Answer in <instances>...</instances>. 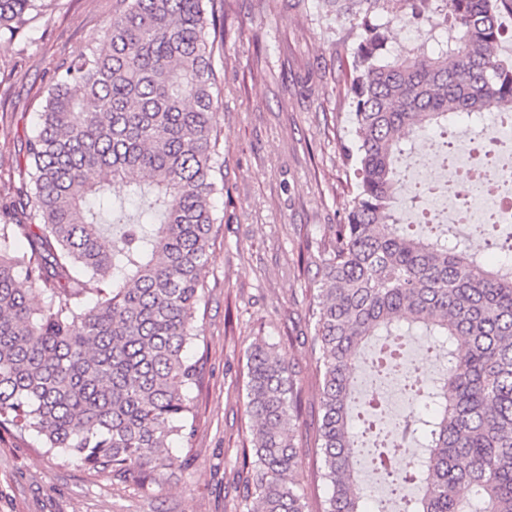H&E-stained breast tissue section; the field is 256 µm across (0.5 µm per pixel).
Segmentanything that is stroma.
Returning a JSON list of instances; mask_svg holds the SVG:
<instances>
[{
	"instance_id": "stroma-1",
	"label": "stroma",
	"mask_w": 512,
	"mask_h": 512,
	"mask_svg": "<svg viewBox=\"0 0 512 512\" xmlns=\"http://www.w3.org/2000/svg\"><path fill=\"white\" fill-rule=\"evenodd\" d=\"M112 0H41L14 38L0 39V197L21 191L22 142L57 68L87 51ZM220 109V177L206 306L191 356L204 362L194 434L182 461L154 482L114 477L0 435V512H248L242 450L250 445L246 349L279 346L301 388L294 430L306 512H324L328 486L315 448L320 384L300 338L317 250L344 223L351 186L343 147L350 101L340 70L357 31L328 0H228Z\"/></svg>"
}]
</instances>
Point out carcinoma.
Returning a JSON list of instances; mask_svg holds the SVG:
<instances>
[{
    "instance_id": "carcinoma-1",
    "label": "carcinoma",
    "mask_w": 512,
    "mask_h": 512,
    "mask_svg": "<svg viewBox=\"0 0 512 512\" xmlns=\"http://www.w3.org/2000/svg\"><path fill=\"white\" fill-rule=\"evenodd\" d=\"M355 20L345 91L346 166L355 191L312 281L310 350L321 380L316 440L331 488L325 512H363L352 403L366 346L380 381L412 340H437L448 368L406 372L407 408L369 452L404 490L401 512H512V265L487 268L467 246L411 233L396 206L404 135L455 116L512 111V58L499 25L512 0H329ZM37 0H0L15 36ZM224 0H113L89 51L64 63L24 140L30 191L0 201V431L66 464L146 482L171 468L173 437L196 419L197 338L218 192L219 98L211 30ZM412 47L388 46L394 23ZM128 184L136 211L109 193ZM28 240L19 250L17 241ZM37 293L43 303L29 304ZM252 472L259 512H305L296 374L263 340L246 351ZM376 388L358 413L377 412Z\"/></svg>"
}]
</instances>
